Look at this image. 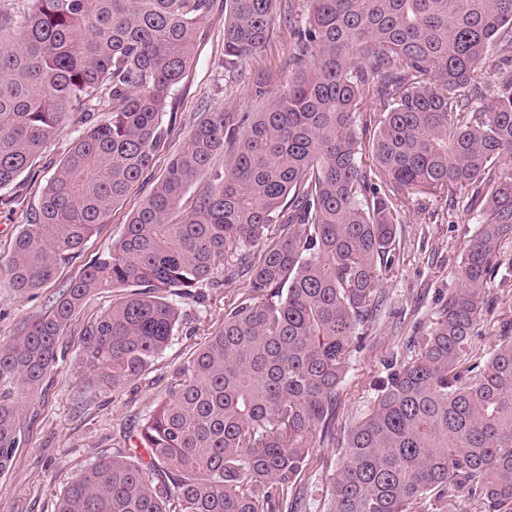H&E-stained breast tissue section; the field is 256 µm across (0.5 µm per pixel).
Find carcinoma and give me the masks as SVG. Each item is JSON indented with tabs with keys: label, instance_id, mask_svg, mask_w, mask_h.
<instances>
[{
	"label": "carcinoma",
	"instance_id": "cac0c4a2",
	"mask_svg": "<svg viewBox=\"0 0 512 512\" xmlns=\"http://www.w3.org/2000/svg\"><path fill=\"white\" fill-rule=\"evenodd\" d=\"M17 2L0 6V190L34 171L69 113L85 121L16 237L5 275L26 292L54 278L150 166L213 0ZM305 2L288 23V86L253 84L268 100L260 112L208 113L112 246L0 346V384L43 390L73 314L110 288L119 298L83 333L86 362L129 380L170 346L175 299L220 267L248 274L250 297L224 312L142 426L147 457L103 455L56 512H275L310 449L329 446L341 461L326 512H413L459 490L512 503V339L458 371L512 235V0ZM274 4L225 0V60L265 44ZM493 48L502 65L486 81ZM475 184L486 207L462 288L336 440L337 388L403 213ZM272 224L278 240L252 260ZM23 434L15 397L0 392V474Z\"/></svg>",
	"mask_w": 512,
	"mask_h": 512
}]
</instances>
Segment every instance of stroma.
I'll list each match as a JSON object with an SVG mask.
<instances>
[{
    "mask_svg": "<svg viewBox=\"0 0 512 512\" xmlns=\"http://www.w3.org/2000/svg\"><path fill=\"white\" fill-rule=\"evenodd\" d=\"M302 5V0H278L264 46L231 64L224 60V0H214L205 36L175 93L172 133L124 204L45 287L21 294L0 274V342H9L25 323L42 315L71 277L119 236L185 146L202 113L257 112L263 103L251 94L255 81H267L276 89L287 85L292 41L281 13ZM50 175L44 169L37 178L6 188V195H23L24 202L0 207V267L11 258L26 213L38 206ZM479 217V210L469 208L467 198L458 194L448 201L422 198L410 204L397 230L394 262L380 275L378 302L337 390V434L369 412L389 368L411 358L449 294L461 287L462 258ZM497 259L486 310L472 338L478 360L503 337L512 336V238L502 242ZM214 279L198 296L178 300L181 317L171 345L140 376L117 385L104 371L87 367L82 339L85 326L112 304L114 293L96 294L76 310L58 345L57 367L47 379L46 392L21 402L27 430L11 469L0 475V512H54L59 496L81 469L103 453L133 451L138 428L166 396L176 371L223 326L225 308L249 292L246 278L228 280L218 273ZM312 454L313 462L296 487L307 512H326L328 478L339 455L331 447L313 449Z\"/></svg>",
    "mask_w": 512,
    "mask_h": 512,
    "instance_id": "stroma-1",
    "label": "stroma"
}]
</instances>
